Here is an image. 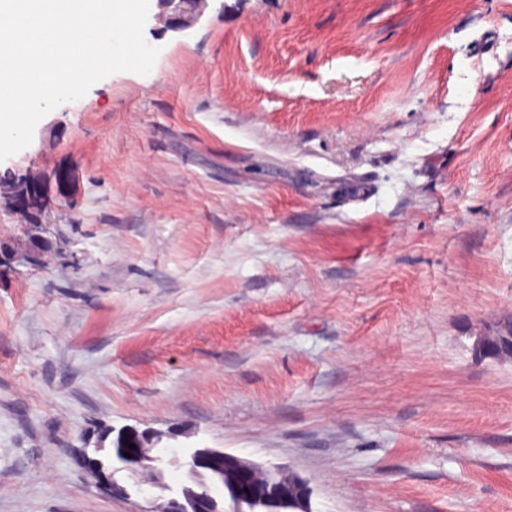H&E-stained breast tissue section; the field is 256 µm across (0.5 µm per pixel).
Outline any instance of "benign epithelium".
I'll return each mask as SVG.
<instances>
[{"label": "benign epithelium", "mask_w": 512, "mask_h": 512, "mask_svg": "<svg viewBox=\"0 0 512 512\" xmlns=\"http://www.w3.org/2000/svg\"><path fill=\"white\" fill-rule=\"evenodd\" d=\"M158 13L155 18L175 32L191 29L201 18L207 0H156ZM496 343L512 358V332L499 328L478 338L475 344L476 354H485L490 343ZM161 442V436L145 433L132 438L115 448L105 460H98L87 469L95 486L113 498H127V488L119 484L113 473L114 463L133 474L147 473L148 482L157 485L168 467L174 466L186 470L187 475H195L201 468L216 471L229 469L232 484L229 493L233 501L245 504L250 512L267 508L273 500L285 504L290 512H310L309 490L306 482L298 477L287 476L278 469L263 470L253 464L224 451L214 449L174 450L167 457L151 455L149 449ZM130 453L131 457L124 456ZM165 512H221L214 496L206 497L195 484L184 485L168 500Z\"/></svg>", "instance_id": "benign-epithelium-1"}]
</instances>
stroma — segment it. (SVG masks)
I'll use <instances>...</instances> for the list:
<instances>
[{
  "mask_svg": "<svg viewBox=\"0 0 512 512\" xmlns=\"http://www.w3.org/2000/svg\"><path fill=\"white\" fill-rule=\"evenodd\" d=\"M0 162V512H161L156 431L311 512H512V0H208ZM48 249H39L40 241ZM492 342L498 344L500 348L506 352V355L502 356L500 359L512 358V332L510 329L508 331H503L497 328L488 332L486 335L479 337L475 344L476 354L483 357L489 344ZM161 442V436L145 433L141 436L121 442L115 448V460L120 468L136 474L146 472L148 482L158 485L168 467L174 466L186 470L192 485H184L168 500L165 512H221L217 499L206 497L199 490L190 475L198 473L200 468H210L224 473L226 466L232 473L229 493L238 505L245 504L249 512H268L267 506L273 500L285 504L290 512H311L309 508V490L306 482L298 477L287 476L279 469L263 470L253 464L224 451L214 449L172 450L165 458L160 451L149 455V448ZM134 444L135 448H129ZM129 452L131 458L124 456ZM266 509L255 511L253 509ZM95 464L86 469L95 486L103 493L113 498H124L129 496L127 488L119 484L113 473L114 457L113 452L108 454L106 460H95Z\"/></svg>",
  "mask_w": 512,
  "mask_h": 512,
  "instance_id": "obj_1",
  "label": "stroma"
}]
</instances>
